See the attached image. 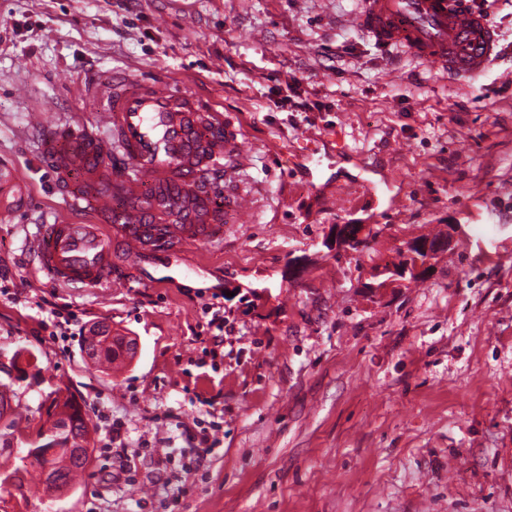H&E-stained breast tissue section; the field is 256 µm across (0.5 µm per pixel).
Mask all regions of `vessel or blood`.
Segmentation results:
<instances>
[{"label": "vessel or blood", "instance_id": "b4317fda", "mask_svg": "<svg viewBox=\"0 0 512 512\" xmlns=\"http://www.w3.org/2000/svg\"><path fill=\"white\" fill-rule=\"evenodd\" d=\"M350 24L380 48H403L464 78L484 73L497 54V31L473 0H364ZM98 101L102 132L29 116L68 208L96 218L41 225L32 242L38 269L69 288L111 284L113 244L146 256L215 242L228 215L254 202L240 182L249 157L241 129L196 93L121 76ZM102 222L111 238L101 234Z\"/></svg>", "mask_w": 512, "mask_h": 512}]
</instances>
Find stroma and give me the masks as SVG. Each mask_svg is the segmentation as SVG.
Wrapping results in <instances>:
<instances>
[{
  "label": "stroma",
  "instance_id": "1",
  "mask_svg": "<svg viewBox=\"0 0 512 512\" xmlns=\"http://www.w3.org/2000/svg\"><path fill=\"white\" fill-rule=\"evenodd\" d=\"M362 0H0V372L18 423L0 447V512H512V0H487L501 52L465 84L349 19ZM127 73L187 82L254 150L253 209L224 237L149 260L115 250L109 287L39 272L41 225L70 214L37 155L31 112L103 120L91 88ZM328 112L273 111L269 74ZM387 185L378 206L356 183ZM369 218V250L337 252L336 225ZM463 225L423 282L373 289L413 236ZM223 294L224 350L205 306ZM75 314L41 331L46 303ZM136 340L99 369L96 323ZM90 423L91 462L46 497L23 458L53 390ZM121 422L120 445L112 424ZM217 422L198 458L183 430Z\"/></svg>",
  "mask_w": 512,
  "mask_h": 512
}]
</instances>
